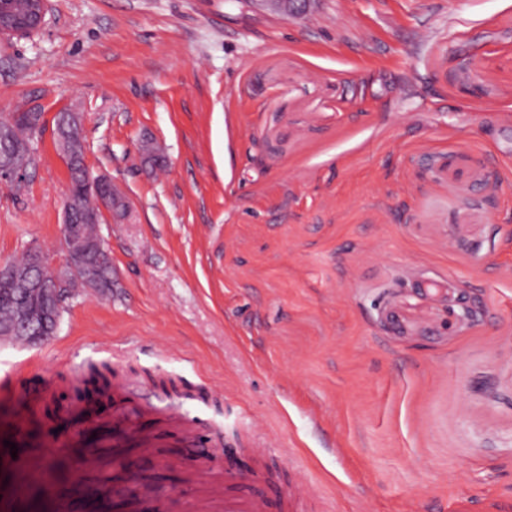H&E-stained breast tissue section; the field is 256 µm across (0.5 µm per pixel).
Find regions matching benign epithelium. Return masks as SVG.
<instances>
[{
    "label": "benign epithelium",
    "mask_w": 512,
    "mask_h": 512,
    "mask_svg": "<svg viewBox=\"0 0 512 512\" xmlns=\"http://www.w3.org/2000/svg\"><path fill=\"white\" fill-rule=\"evenodd\" d=\"M46 0H13L0 10V35L27 33L39 28L45 14ZM275 9L289 15H301L310 7L312 0H267ZM88 183L100 195L99 211L85 215V220L100 222L102 210H111L113 188L105 178H90ZM64 259L52 266L44 263L39 252H34L31 269L40 273L37 279L22 289L19 298L20 319L15 328L28 333L27 342L37 344L54 335L59 318L47 307L45 301L57 295L58 284L63 278L86 275L91 267L82 261L75 247L78 225H63Z\"/></svg>",
    "instance_id": "obj_1"
}]
</instances>
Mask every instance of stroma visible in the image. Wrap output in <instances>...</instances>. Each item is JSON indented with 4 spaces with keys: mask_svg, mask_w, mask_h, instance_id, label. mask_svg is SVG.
<instances>
[{
    "mask_svg": "<svg viewBox=\"0 0 512 512\" xmlns=\"http://www.w3.org/2000/svg\"><path fill=\"white\" fill-rule=\"evenodd\" d=\"M74 105L129 210L99 225L112 290L0 343V512H89L119 479L61 447L101 363L126 467L169 477L128 512H196L256 460L251 492L303 479L311 512H512V0H47L0 36V114H43L0 185V265L64 255ZM31 460L48 487L16 497ZM90 370L91 379L94 385L92 394L99 396L110 393L113 387V379L117 376L116 372L108 365H103L102 369L92 366ZM92 394L89 392L87 394V398H91Z\"/></svg>",
    "mask_w": 512,
    "mask_h": 512,
    "instance_id": "obj_1",
    "label": "stroma"
}]
</instances>
